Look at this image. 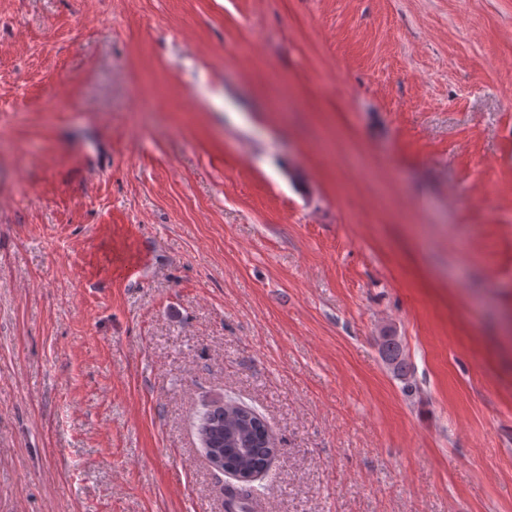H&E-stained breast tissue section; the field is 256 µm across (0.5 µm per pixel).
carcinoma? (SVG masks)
<instances>
[{
    "mask_svg": "<svg viewBox=\"0 0 512 512\" xmlns=\"http://www.w3.org/2000/svg\"><path fill=\"white\" fill-rule=\"evenodd\" d=\"M379 342L388 368L399 379L408 381L410 366L400 338L386 329ZM199 421L211 426L210 447L221 448L232 457L242 455L255 470H262L269 463L273 450L271 436L255 410L230 400L200 413Z\"/></svg>",
    "mask_w": 512,
    "mask_h": 512,
    "instance_id": "1",
    "label": "carcinoma"
}]
</instances>
